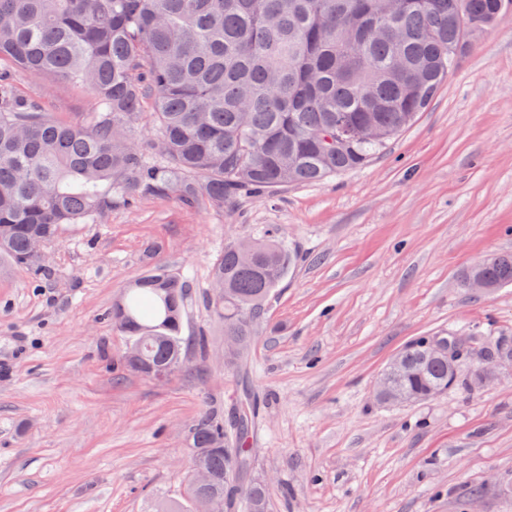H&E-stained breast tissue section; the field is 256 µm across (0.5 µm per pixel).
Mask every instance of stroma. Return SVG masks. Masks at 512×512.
Instances as JSON below:
<instances>
[{"mask_svg":"<svg viewBox=\"0 0 512 512\" xmlns=\"http://www.w3.org/2000/svg\"><path fill=\"white\" fill-rule=\"evenodd\" d=\"M14 85L63 119L92 109L81 87ZM269 226L300 259L230 363L211 267ZM494 253H512V11L363 168L221 210L139 198L65 225L39 280L0 259V512H189V427L231 418L246 389L242 480L266 484L268 512H512V368L424 402L375 397L416 337L512 335V285L460 284ZM160 265L187 284L185 351L156 381L126 366L112 309Z\"/></svg>","mask_w":512,"mask_h":512,"instance_id":"stroma-1","label":"stroma"}]
</instances>
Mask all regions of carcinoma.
<instances>
[{"label":"carcinoma","mask_w":512,"mask_h":512,"mask_svg":"<svg viewBox=\"0 0 512 512\" xmlns=\"http://www.w3.org/2000/svg\"><path fill=\"white\" fill-rule=\"evenodd\" d=\"M512 0H0V256L47 273L34 244L66 224H101L144 196L222 210L247 194L315 184L367 165L415 121ZM87 89L92 112L65 120L15 94V73ZM154 99V133L138 130ZM252 250L243 261L242 250ZM279 228L224 243L213 302L234 360L256 336L257 316L295 267ZM494 288L512 284V255L469 266ZM185 285L159 266L112 309L139 348L140 373L183 359ZM421 338L391 374L413 402L476 388L487 366L512 357L496 336L463 374ZM255 411L244 395L236 447L216 443L224 421L204 412L189 428L194 460L209 471L188 497H241L267 512L265 484L240 485Z\"/></svg>","instance_id":"1"}]
</instances>
